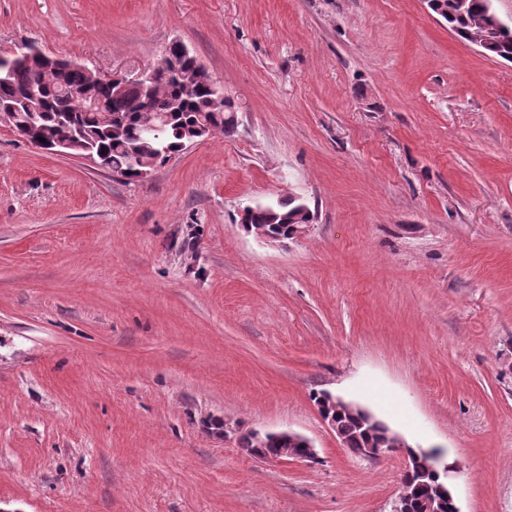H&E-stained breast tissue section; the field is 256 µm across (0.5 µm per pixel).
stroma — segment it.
<instances>
[{"label": "stroma", "instance_id": "obj_1", "mask_svg": "<svg viewBox=\"0 0 512 512\" xmlns=\"http://www.w3.org/2000/svg\"><path fill=\"white\" fill-rule=\"evenodd\" d=\"M176 40L238 127L147 180L0 124V512H389L402 453L350 454L322 391L512 512V63L426 0H0V55L131 79ZM289 194L306 234L247 232ZM258 436L268 435L276 441L288 440L291 443L296 444L290 446L289 444H282L280 442H274L260 440L253 431L240 436L238 444L239 449L243 453L242 449L246 452L253 450L261 451L268 454H276L278 448H282V452L278 455H252L251 458L259 460L261 462H294L303 464L316 463L319 456L317 448L314 443L307 437L290 430L281 431H255ZM299 445L302 448H299ZM288 448H292L288 452Z\"/></svg>", "mask_w": 512, "mask_h": 512}]
</instances>
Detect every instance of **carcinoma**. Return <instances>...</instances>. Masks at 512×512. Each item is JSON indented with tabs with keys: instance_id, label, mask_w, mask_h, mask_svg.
I'll use <instances>...</instances> for the list:
<instances>
[{
	"instance_id": "1",
	"label": "carcinoma",
	"mask_w": 512,
	"mask_h": 512,
	"mask_svg": "<svg viewBox=\"0 0 512 512\" xmlns=\"http://www.w3.org/2000/svg\"><path fill=\"white\" fill-rule=\"evenodd\" d=\"M443 9L440 16L459 38L482 44L485 54L512 62V26L503 24L491 42H484L485 25L493 13L491 0H466L459 9L458 0H437ZM40 88L41 97L35 103V116L27 109L17 110L10 123L18 131L56 141L76 137L79 148H89L104 158L108 169L129 172L149 160L165 161L163 151L175 152L188 131L199 124L208 128V136L230 137L236 133L234 103L224 97L217 84L198 82L197 58L183 55L169 45L159 62L154 77L153 112L143 111L139 91L128 87L115 99L112 89L96 84L95 73L88 68L44 69L30 63L14 68L10 78L0 82V102L19 103L31 86ZM93 91L102 103L94 112L73 111L70 92ZM301 202L293 197L274 204L258 203L251 220L264 224L275 234H287L290 225L301 224ZM336 435L351 454L362 457L368 448H398L402 441L382 422L367 423L360 414L342 407L336 412ZM239 447L275 454L284 447L280 442L260 440L252 431L240 436ZM441 482L431 478L417 479L409 485L414 512H423L431 502H442V512H452L447 494L440 490Z\"/></svg>"
}]
</instances>
